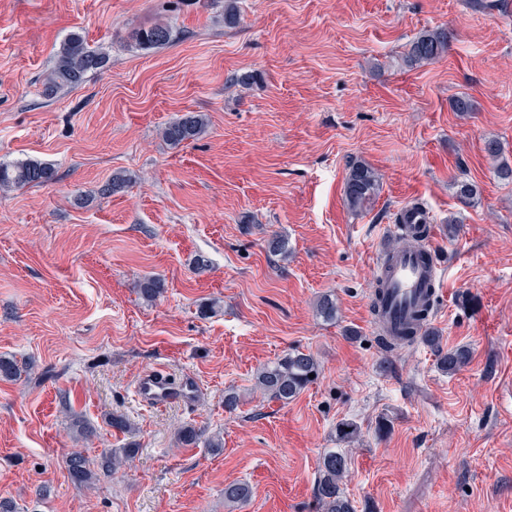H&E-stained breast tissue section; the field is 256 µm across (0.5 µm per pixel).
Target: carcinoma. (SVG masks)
<instances>
[{"label": "carcinoma", "mask_w": 512, "mask_h": 512, "mask_svg": "<svg viewBox=\"0 0 512 512\" xmlns=\"http://www.w3.org/2000/svg\"><path fill=\"white\" fill-rule=\"evenodd\" d=\"M173 29L166 23L158 22L137 30L133 39L141 49H153L169 44L173 40ZM448 51V34L443 29L429 30L405 45L401 52V67L413 69L441 58ZM108 58L89 47L79 33L70 34L59 46L53 66L44 84V94L52 96L57 91L82 83L88 75L103 69ZM207 121L201 114L188 113L168 123L161 130L168 143L179 146L194 141L205 133ZM54 168L39 160L16 163L0 162V189L16 190L41 186L53 180ZM380 191V177L369 165L355 161L349 165L344 182V199L348 208L361 212L370 207ZM419 216V223H430L428 211L413 202L395 213L394 223L410 224L411 216ZM164 292L163 284L155 278H147L139 285V293L147 302L155 301ZM406 342L420 341L440 352V366L453 374L464 367L470 358L465 347L441 348V337L430 327L418 337L413 331L405 333ZM23 368L17 361L0 357V379L15 380L21 377ZM319 375V363L313 355L298 350L288 352L275 361L264 365L256 373L255 384L265 398L272 402L286 404L297 398ZM133 449L115 448L103 454L100 461L93 463L81 451L71 452L65 460L71 481L80 487H88L100 476L108 477L131 458ZM348 471L345 455L336 450L324 453L318 462L316 502L319 512H355L350 499L345 495L342 484ZM251 497L248 485L231 482L224 486V502L242 505Z\"/></svg>", "instance_id": "obj_1"}]
</instances>
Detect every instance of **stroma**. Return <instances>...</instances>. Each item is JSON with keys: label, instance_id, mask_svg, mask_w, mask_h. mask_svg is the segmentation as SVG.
<instances>
[{"label": "stroma", "instance_id": "35a3bbf8", "mask_svg": "<svg viewBox=\"0 0 512 512\" xmlns=\"http://www.w3.org/2000/svg\"><path fill=\"white\" fill-rule=\"evenodd\" d=\"M237 6L228 25L224 0H0V162L55 170L0 192V356L28 366L0 380V499L17 512H229L224 486L241 481L252 496L237 512H317L318 458L339 447L357 512H512V183L484 151L498 140L512 164V0ZM158 21L173 42L136 47ZM434 28L447 52L400 67ZM73 32L109 61L45 96ZM458 97L472 111H453ZM189 112L205 133L170 145L162 128ZM353 160L381 176L360 213L343 194ZM118 171L132 184L103 194ZM458 180L476 185L471 202ZM411 202L448 262L430 325L472 353L452 375L425 345L382 348L369 310L372 245ZM276 235L287 253L269 252ZM149 277L164 283L152 303L138 291ZM326 293L332 321L316 311ZM294 349L319 377L288 404L263 400L257 369ZM155 367L194 378L190 405L136 398ZM77 418L95 435L79 437ZM343 420L354 442L339 439ZM187 426L197 444H179ZM123 447L135 454L118 473L72 483L68 453Z\"/></svg>", "mask_w": 512, "mask_h": 512}]
</instances>
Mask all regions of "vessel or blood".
Instances as JSON below:
<instances>
[{"mask_svg":"<svg viewBox=\"0 0 512 512\" xmlns=\"http://www.w3.org/2000/svg\"><path fill=\"white\" fill-rule=\"evenodd\" d=\"M384 270L380 284V312L390 328L401 330L417 311L428 304H437L448 286L445 268L435 254L421 255L401 250L381 260ZM141 402L162 407L172 402L191 403L195 381L185 377L175 379L164 369L144 371L135 387Z\"/></svg>","mask_w":512,"mask_h":512,"instance_id":"vessel-or-blood-1","label":"vessel or blood"}]
</instances>
